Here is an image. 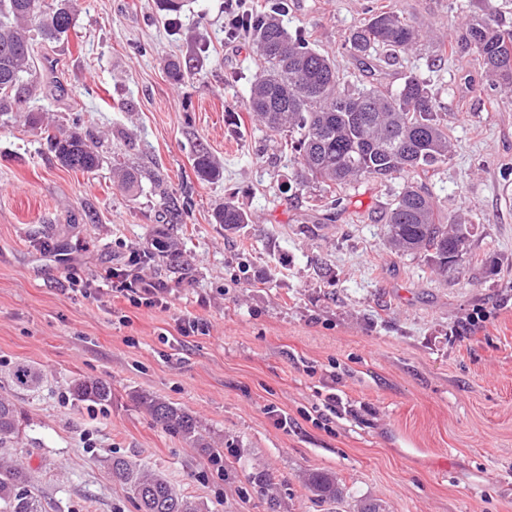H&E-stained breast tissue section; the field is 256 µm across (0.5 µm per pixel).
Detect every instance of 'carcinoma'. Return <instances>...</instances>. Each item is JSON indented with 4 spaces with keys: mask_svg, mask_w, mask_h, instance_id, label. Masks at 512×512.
<instances>
[{
    "mask_svg": "<svg viewBox=\"0 0 512 512\" xmlns=\"http://www.w3.org/2000/svg\"><path fill=\"white\" fill-rule=\"evenodd\" d=\"M168 20H176L183 0H156ZM288 0H267L250 19L246 33L256 44L261 68L256 74L247 108L252 119L270 132L291 133L290 149L298 159V185H323L331 202L336 193L360 179L399 175L406 184L389 207L386 239L397 252L419 255L442 270L448 257L465 258L470 227L444 224L431 199L414 188L411 175L435 170L448 160V129L441 125L435 95L428 84L408 77L395 93L382 86L345 92L340 90L336 66L311 47L309 34L288 33L281 21ZM76 10L71 0H0V114L21 111L19 87L31 67L32 31L41 40H60L74 26ZM419 37L406 19L382 8L351 33L348 43L354 54L371 57L383 51L389 57L405 52ZM454 53H474L492 79L512 85V30L500 28L490 18L476 19L450 43ZM198 59H170L168 76L180 82L198 69ZM54 157L75 173L94 172L101 155L97 142L76 123L49 136ZM193 168L203 180H218L223 167L203 146L195 150ZM190 208L186 197H168L162 213L166 223L179 224ZM215 223L232 231L250 222L249 215L231 202L213 213ZM171 263L184 262L178 243L159 229L147 241L143 253H155ZM40 373L18 364L11 373L17 389H29ZM80 401L102 406L112 403V385L99 379L72 383ZM134 400L163 431L182 438L195 448H210L196 417L162 399L138 394ZM21 413L0 397V444L19 432ZM112 477L129 487L138 512H202L199 504L185 498L160 474L124 457L108 461ZM310 490L322 500L340 502L344 491L339 481L325 473L308 475ZM0 512H43L28 468L21 462L0 463Z\"/></svg>",
    "mask_w": 512,
    "mask_h": 512,
    "instance_id": "cac0c4a2",
    "label": "carcinoma"
}]
</instances>
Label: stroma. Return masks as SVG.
Returning a JSON list of instances; mask_svg holds the SVG:
<instances>
[{
    "label": "stroma",
    "instance_id": "35a3bbf8",
    "mask_svg": "<svg viewBox=\"0 0 512 512\" xmlns=\"http://www.w3.org/2000/svg\"><path fill=\"white\" fill-rule=\"evenodd\" d=\"M379 7L421 44L363 65L347 39ZM157 14L155 0H77L74 31L35 44L27 105L53 129L80 118L102 142L96 172L61 167L26 113L0 116V396L24 418L0 459L32 471L44 512H136L115 456L203 512H354L365 499L385 512H512V90L476 55L439 49L477 16L512 30V0H288L282 17L335 60L345 88L429 80L450 156L414 184L471 227L463 272L445 274L384 245L401 178L313 206L279 136L248 113L258 53L247 33L225 40L224 0H184L172 28ZM195 46L202 71L173 82L166 61ZM198 143L222 179L197 177ZM127 165L138 193L118 184ZM164 191L191 198L176 233L191 265L129 267ZM228 200L250 223L214 222ZM110 268L163 280L169 308L70 292L71 270L92 280ZM189 315L208 335L181 334ZM19 363L40 370L37 387H13ZM86 377L111 383V405L74 399ZM142 393L196 415L220 449L153 425ZM316 471L338 477L343 503L309 490Z\"/></svg>",
    "mask_w": 512,
    "mask_h": 512
}]
</instances>
